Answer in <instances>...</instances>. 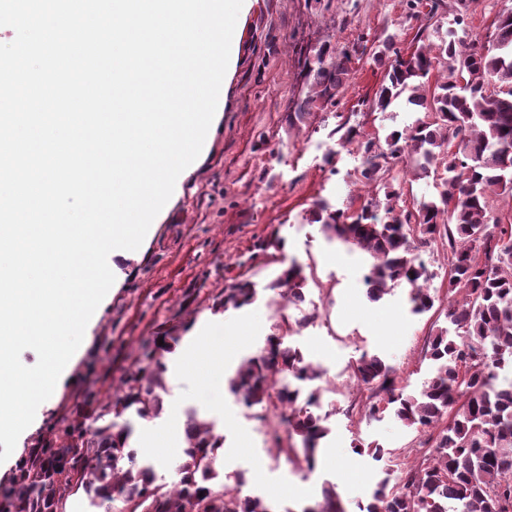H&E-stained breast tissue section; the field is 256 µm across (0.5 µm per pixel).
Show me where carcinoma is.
Instances as JSON below:
<instances>
[{"label": "carcinoma", "mask_w": 512, "mask_h": 512, "mask_svg": "<svg viewBox=\"0 0 512 512\" xmlns=\"http://www.w3.org/2000/svg\"><path fill=\"white\" fill-rule=\"evenodd\" d=\"M471 3L406 0L407 18L419 22L413 49L402 53L395 34L378 45L371 60L386 73L368 106L385 112L402 101L424 116L383 137L345 122L333 129L341 146L361 154L356 180L367 196L356 208L320 201L311 211L310 223L325 237L368 257L370 300L403 286L412 312H428L434 307L428 283L440 274L458 295L448 302L449 326L428 341L425 357L434 372L418 393H405L394 369L375 354L351 366L359 385L351 409L372 420L388 412L405 427L435 430L433 452L400 471L394 485L382 481L359 512H512V222L495 218L500 199L512 198V10L497 12L481 41L458 29ZM446 14L453 19L441 35ZM349 62L346 52L325 62L306 59L310 82L297 118L336 105ZM429 178L433 190L415 196L413 182ZM419 248L442 255L439 271L418 258ZM307 286L304 267L293 261L268 289L297 307ZM256 297L253 283L241 280L224 289L219 308L236 310ZM316 317L303 309L294 319L281 316L276 332L227 378L241 407L261 409V421L271 413L277 418L274 441L281 426L300 438L308 471L330 432L317 413L322 390L313 386L321 370L287 338ZM180 341L168 332L147 342L112 404L100 410L86 404L62 429L61 445L31 449L10 485L0 488V512H65L68 496L81 490L92 512H273L265 498H243L224 483V436L212 419L186 416L170 483L130 447L132 419L150 422L164 412L166 357ZM303 512L345 509L327 489Z\"/></svg>", "instance_id": "cac0c4a2"}]
</instances>
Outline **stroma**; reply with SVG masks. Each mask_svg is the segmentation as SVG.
Listing matches in <instances>:
<instances>
[{
  "mask_svg": "<svg viewBox=\"0 0 512 512\" xmlns=\"http://www.w3.org/2000/svg\"><path fill=\"white\" fill-rule=\"evenodd\" d=\"M388 31L398 33L402 49L410 50L416 24L407 20L402 0H244L209 142L141 249L115 258L114 285L85 330L81 355L38 407L8 464L0 466V484L8 483L29 449L58 435L63 419L76 417L85 400L109 404L152 337L208 313L223 323L242 322V335L229 337L228 344L251 355L280 319L268 285L291 261L314 273L306 295L318 316L291 335L290 343L324 372L322 408L330 432L322 445L334 450L335 469L296 471L277 453L268 428L224 385L172 374L167 404L227 423L224 445L233 454L224 462L225 476L244 472L275 512H302L326 487L346 512H359L380 481L430 452V432L404 427L390 416L365 420L349 413L351 366L362 353L378 355L408 391L419 390L431 371L425 349L433 324L448 307L447 280L431 281L435 306L427 313L411 312L401 288L370 300L363 253L326 239L309 221L317 201L342 208L362 192L355 183L362 157L334 136L338 118L383 135L417 117L403 105L382 113L366 105L384 77L370 52ZM313 45L351 50L352 61L335 116L316 109L293 123L289 115L304 95V61ZM274 235L285 241L276 253L265 248ZM242 278L254 282L255 302L240 312L216 310L225 288ZM359 442L379 443L392 457L376 461L355 454ZM296 484L307 488L306 497L277 496L280 487Z\"/></svg>",
  "mask_w": 512,
  "mask_h": 512,
  "instance_id": "1",
  "label": "stroma"
}]
</instances>
